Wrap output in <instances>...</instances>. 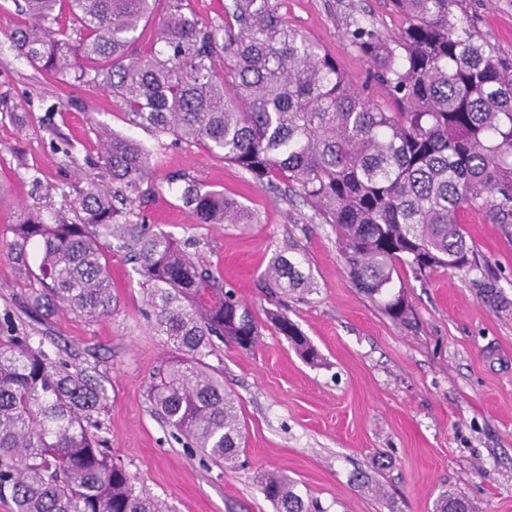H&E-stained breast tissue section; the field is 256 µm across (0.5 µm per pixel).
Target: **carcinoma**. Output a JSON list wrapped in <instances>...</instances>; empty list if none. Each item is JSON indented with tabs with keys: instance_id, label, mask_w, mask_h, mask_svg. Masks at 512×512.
Here are the masks:
<instances>
[{
	"instance_id": "carcinoma-1",
	"label": "carcinoma",
	"mask_w": 512,
	"mask_h": 512,
	"mask_svg": "<svg viewBox=\"0 0 512 512\" xmlns=\"http://www.w3.org/2000/svg\"><path fill=\"white\" fill-rule=\"evenodd\" d=\"M156 2L24 0V18L9 34L17 56L48 75L107 88L135 124L155 132L158 149L103 128L93 165L111 184L91 180L67 192L30 174L43 195L61 194V208L48 219L39 208L21 210L0 257L40 285L27 296L32 308L97 321L117 308L110 240L133 247L150 328L176 353L153 378L150 401L194 447L233 465L243 440L237 406L205 358L215 338L255 348L261 326L218 268L148 224L138 206L154 193L162 137L200 146L257 183L297 189L334 228L351 283L405 323L413 310L400 271L423 280L438 269H480L461 224L465 211L512 228V63L481 39L464 0H390L404 17L397 35L361 17L345 31L381 104L288 25L277 0H231L219 21L200 18L191 0H164L143 52L140 25ZM64 12L77 27L76 45L60 22ZM177 179L172 191L196 223L256 222L223 192ZM306 265L297 248L276 253L263 287L275 295L313 287ZM480 295L491 307L506 300L489 279ZM270 322L305 361L318 362L293 321L273 313ZM0 332L8 334L0 343V499L15 512H173L112 461L98 436L101 383L17 334L10 316ZM259 483L277 512H304L287 476L268 472ZM436 512L469 505L446 491Z\"/></svg>"
}]
</instances>
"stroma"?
I'll return each instance as SVG.
<instances>
[{
	"label": "stroma",
	"instance_id": "1",
	"mask_svg": "<svg viewBox=\"0 0 512 512\" xmlns=\"http://www.w3.org/2000/svg\"><path fill=\"white\" fill-rule=\"evenodd\" d=\"M293 28L335 56L355 84L368 65L345 40L351 17L372 20L386 36L402 17L388 0H278ZM484 39L512 60V0H467ZM15 0H0V238L23 208H59L34 197L29 172L53 185L104 181L88 160L96 126L153 146L154 132L134 125L120 100L100 89L36 71L18 57L8 24ZM158 178L189 174L242 202L257 221L243 227L199 224L168 190L143 207L149 224L178 240L194 239L258 321L288 314L320 353L307 363L272 329L242 350L215 342L207 358L223 376L244 424L234 466L205 457L153 409L148 387L172 356L145 317L141 278L125 248L107 251L117 313L89 322L24 301L34 280H19L0 260V315L45 349L100 379L98 415L113 459L176 512H275L258 483L276 469L288 476L307 512H433L443 491L471 512H512V234L479 211L462 221L481 260L479 271L440 269L405 276L416 322L407 326L353 286L330 225L287 187L256 184L249 174L200 147L167 144L155 156ZM297 246L309 261L313 290L272 296L260 276L276 252ZM495 279L509 302L486 306L480 282Z\"/></svg>",
	"mask_w": 512,
	"mask_h": 512
}]
</instances>
